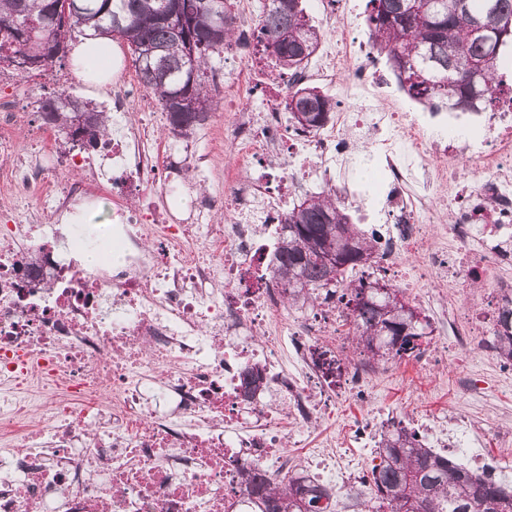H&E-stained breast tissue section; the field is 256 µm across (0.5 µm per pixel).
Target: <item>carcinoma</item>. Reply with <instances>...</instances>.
Here are the masks:
<instances>
[{
    "label": "carcinoma",
    "instance_id": "carcinoma-1",
    "mask_svg": "<svg viewBox=\"0 0 512 512\" xmlns=\"http://www.w3.org/2000/svg\"><path fill=\"white\" fill-rule=\"evenodd\" d=\"M302 0H271L260 20V44L270 58L269 75L276 84L306 65L317 51L320 35L309 24ZM59 0H0V62L23 73L18 57L38 49L54 61L66 56L67 44L55 41L56 29L83 32L90 28L126 44L140 82L167 114L169 133L187 138L216 106L217 89L209 82L213 55L224 51L234 26L213 21L208 0H86V9L63 17ZM366 21L372 47L385 54L400 88L410 97L448 109L479 112L503 98L512 87L499 78L505 36L478 40L475 20L496 30L512 23V0H368ZM284 108L306 110L303 128H317L334 104L311 87H288ZM44 123L65 133L63 152L76 144L90 146L109 133V113L64 92L42 102ZM83 118L82 123L75 120ZM340 251L343 269L332 271L326 256ZM374 240L349 222L331 192L311 196L288 210L273 260L276 285L290 306L309 308L339 302L349 311L356 348L368 361L386 363L420 349L427 325L410 314L387 309L389 295L364 278L344 282V274L371 267ZM493 347L512 361V298H503ZM379 463L372 484L355 493L365 512H512V486L491 473H479L451 456L427 448L418 435L395 427L380 435ZM246 490L254 512H325L333 494L300 475L285 487L270 488L264 471L247 472Z\"/></svg>",
    "mask_w": 512,
    "mask_h": 512
}]
</instances>
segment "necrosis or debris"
<instances>
[{"label": "necrosis or debris", "mask_w": 512, "mask_h": 512, "mask_svg": "<svg viewBox=\"0 0 512 512\" xmlns=\"http://www.w3.org/2000/svg\"><path fill=\"white\" fill-rule=\"evenodd\" d=\"M321 2L336 35L291 81L321 82L345 105L313 131L233 77L225 100L244 89L250 100L213 112L218 134L202 154L159 148L162 118L128 80L102 101L121 135L88 152L58 154L41 130L21 148L26 113L0 106V512H251L241 474L255 466L276 483L298 471L343 493L364 484L355 457L310 430L340 400L367 399L372 373L334 332L344 311L289 310L272 278L287 201L314 183H335L338 201L358 205L377 276L431 279L417 363L450 346L494 357L484 338L512 296V101L445 114L376 107L379 60L349 0ZM259 18L236 16L226 60L266 65ZM364 146L383 172L376 212L362 207L370 189L355 176ZM468 150L483 175L464 184L454 171ZM284 155L291 173L270 178ZM184 171L197 192L185 191ZM105 197L103 237L120 260L90 266L73 219ZM474 286L479 302L449 306ZM251 370L263 383L248 396ZM415 423L426 447L488 469L484 425L463 413Z\"/></svg>", "instance_id": "necrosis-or-debris-1"}]
</instances>
